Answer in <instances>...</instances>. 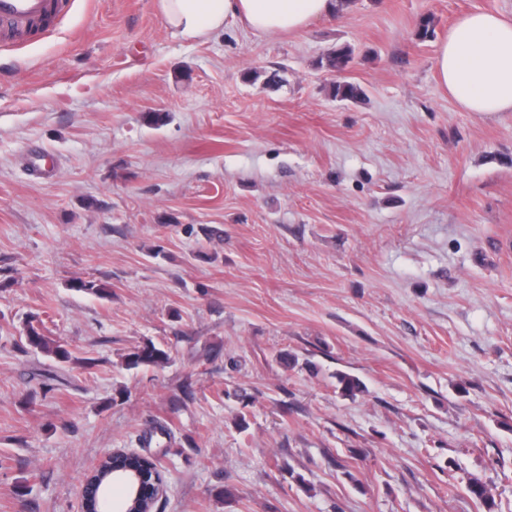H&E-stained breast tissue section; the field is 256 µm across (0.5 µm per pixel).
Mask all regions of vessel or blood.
I'll return each instance as SVG.
<instances>
[{
	"mask_svg": "<svg viewBox=\"0 0 512 512\" xmlns=\"http://www.w3.org/2000/svg\"><path fill=\"white\" fill-rule=\"evenodd\" d=\"M72 0H0V42L20 44L50 31Z\"/></svg>",
	"mask_w": 512,
	"mask_h": 512,
	"instance_id": "b4317fda",
	"label": "vessel or blood"
}]
</instances>
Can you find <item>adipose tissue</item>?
<instances>
[{"mask_svg":"<svg viewBox=\"0 0 512 512\" xmlns=\"http://www.w3.org/2000/svg\"><path fill=\"white\" fill-rule=\"evenodd\" d=\"M177 37L203 41L237 21L254 33L295 34L339 18L343 0H159ZM435 70L442 89L465 112H512V16L474 11L439 45Z\"/></svg>","mask_w":512,"mask_h":512,"instance_id":"obj_1","label":"adipose tissue"}]
</instances>
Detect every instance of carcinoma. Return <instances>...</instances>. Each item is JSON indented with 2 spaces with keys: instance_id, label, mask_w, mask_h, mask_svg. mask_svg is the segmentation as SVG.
I'll use <instances>...</instances> for the list:
<instances>
[{
  "instance_id": "obj_1",
  "label": "carcinoma",
  "mask_w": 512,
  "mask_h": 512,
  "mask_svg": "<svg viewBox=\"0 0 512 512\" xmlns=\"http://www.w3.org/2000/svg\"><path fill=\"white\" fill-rule=\"evenodd\" d=\"M351 60L350 49L339 47L330 51L323 63L328 70L340 75V80L333 84V95L340 100L353 101L360 95L357 85L343 78V73ZM24 341L27 346L40 349L62 362H67L71 358L70 352L61 340L46 336L41 327L31 322L25 326ZM167 360V352L151 341L125 356L126 367L130 369L158 366ZM336 381L345 396L353 397L364 390L360 378L346 372L336 373ZM155 469L157 465L152 457L138 453L126 452L104 457L87 476L86 512H97L98 500L119 477L125 478L128 512H155L157 502L151 500L146 493L147 484L153 483ZM467 490L473 499L487 505L492 504L491 488L485 482L473 479L467 485Z\"/></svg>"
}]
</instances>
